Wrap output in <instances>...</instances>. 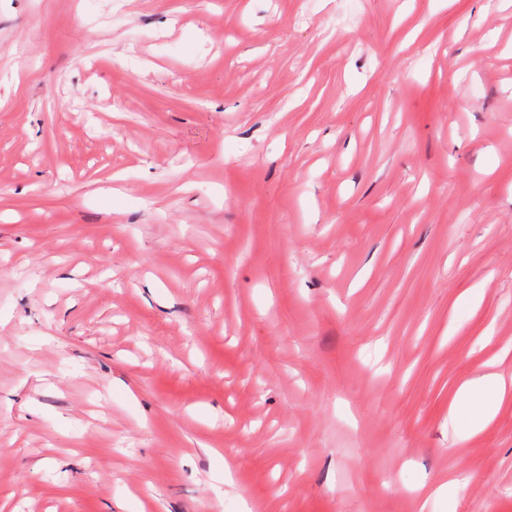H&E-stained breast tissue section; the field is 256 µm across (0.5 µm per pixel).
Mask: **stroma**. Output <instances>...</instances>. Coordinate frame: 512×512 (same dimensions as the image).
I'll use <instances>...</instances> for the list:
<instances>
[{"mask_svg":"<svg viewBox=\"0 0 512 512\" xmlns=\"http://www.w3.org/2000/svg\"><path fill=\"white\" fill-rule=\"evenodd\" d=\"M485 363L512 0H0V512H512ZM511 391L512 383L508 387L503 378L496 375H482L459 386L451 404V412L458 404L479 397L482 405L479 412L472 417L470 434L479 433L491 424L498 408L510 397Z\"/></svg>","mask_w":512,"mask_h":512,"instance_id":"35a3bbf8","label":"stroma"}]
</instances>
